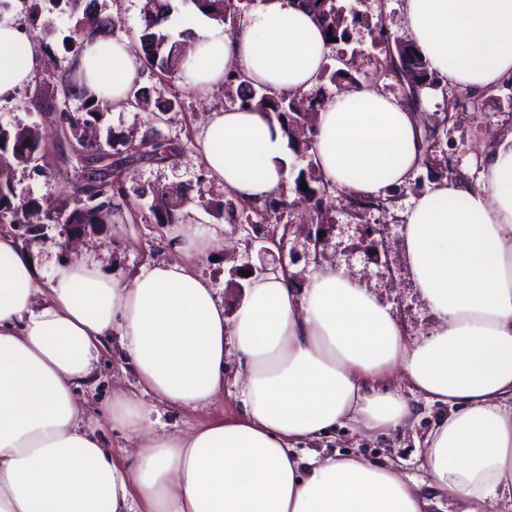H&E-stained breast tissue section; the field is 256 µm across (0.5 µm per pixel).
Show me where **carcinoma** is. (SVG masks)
<instances>
[{
    "instance_id": "carcinoma-1",
    "label": "carcinoma",
    "mask_w": 512,
    "mask_h": 512,
    "mask_svg": "<svg viewBox=\"0 0 512 512\" xmlns=\"http://www.w3.org/2000/svg\"><path fill=\"white\" fill-rule=\"evenodd\" d=\"M195 7L206 13V16L219 23L233 24L242 20L249 10L251 0H193ZM53 8L69 15L71 25L63 41V57L66 65L59 68L56 76L64 81L65 95L80 102L78 109L67 115V128L72 136H77L78 130L89 124H96L104 119L107 104L89 97L84 89L82 79L77 76L75 63L83 53L86 44L98 35L113 31L116 23L101 16L87 0H50ZM299 6L312 12L321 24L324 32H332L336 42L332 46L348 45L352 41V28L363 23V18L354 12H345L344 7L337 5V0H298ZM168 4L166 0H146L142 3V28L139 40L144 59L150 67L170 78H182L184 57L177 43L171 41L168 32L161 28L166 18ZM372 42L384 52L385 68L393 72L400 82L402 91L406 92L414 86L435 87L441 78L429 67L422 56L416 54V48L411 40L396 35L388 29L382 20L369 28ZM345 81L352 87L361 86V80L349 71L326 65L321 73L319 87L309 96L291 94H276L259 87L255 88L241 80V75L231 73L225 77L224 88L229 93L236 94L240 106L264 110L273 114L288 135L291 147L300 152L308 153L315 134L316 117L323 104L329 99L322 86L332 85L336 81ZM164 88L153 91L142 88L134 92V97L149 98V93L157 94L153 99L154 108L159 112H178L181 102L163 98ZM42 133L35 125L16 126L12 129L0 128V165L22 166L28 168L33 161H41V170L48 169V163L43 161L40 154L42 148ZM112 150L119 155L120 162H133L143 157H150L164 162L176 155L177 148L165 141L152 136L143 135L122 137L112 140ZM114 162L110 161L99 169L88 173L87 179L91 185L81 189L83 197L75 200L70 196L59 199L56 207L45 216L47 224H108L112 221V210L119 208V202L128 201L129 193L124 183L115 178L112 171ZM306 182L308 190L300 189L301 182ZM327 184L323 181L313 160H308L307 167L300 170L294 180V192L301 193L312 201L311 213L317 224L325 223L323 195ZM236 195L224 201L206 199L198 196L200 205L217 213L227 215L229 223H237L238 210L235 202ZM189 201L183 193L172 200L163 194L154 197L151 208L157 223L181 224L184 221L183 206ZM38 204L34 198L23 202L14 199L9 183H0V222L10 219V223H21V216L29 207ZM287 201L284 193L280 192L265 201L261 210L254 211L262 224L281 223Z\"/></svg>"
}]
</instances>
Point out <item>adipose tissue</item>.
<instances>
[{"mask_svg":"<svg viewBox=\"0 0 512 512\" xmlns=\"http://www.w3.org/2000/svg\"><path fill=\"white\" fill-rule=\"evenodd\" d=\"M196 33L184 83L198 93L232 70L306 93L330 53L294 0H257L237 32L203 21ZM402 33L445 83L470 93L512 76V0H404ZM37 65L24 31L0 22V100ZM78 67L87 92L110 103L141 81L120 38L97 39ZM422 133L417 108L348 88L318 113L312 151L332 187L372 199L409 179ZM200 145L207 176L244 201L263 203L288 182V138L267 112L212 113ZM404 218L409 277L437 320L420 340L331 265L300 292L280 273L255 279L227 314L193 269L220 233L194 224L174 228L173 260L117 276L85 254L58 265L48 286L29 252L0 234V512H426L394 468L293 452L346 420L397 430L413 394L449 407L425 440L429 488L461 512L512 502V144L491 151L474 182L420 195ZM113 338L142 390L181 410L223 397L233 351L241 411L172 434L122 390L87 408L78 393ZM391 375L407 392L380 388ZM104 424L135 441L132 464L103 448Z\"/></svg>","mask_w":512,"mask_h":512,"instance_id":"ef3b65f1","label":"adipose tissue"}]
</instances>
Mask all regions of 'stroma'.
<instances>
[{
  "label": "stroma",
  "mask_w": 512,
  "mask_h": 512,
  "mask_svg": "<svg viewBox=\"0 0 512 512\" xmlns=\"http://www.w3.org/2000/svg\"><path fill=\"white\" fill-rule=\"evenodd\" d=\"M13 7L6 12V19L18 24L28 35L36 50L51 47L53 55L62 54V42L70 25L67 15L51 9L48 0H42L39 9H32L26 0H12ZM141 0H98L101 15L116 22L115 36L129 41L132 50H139L135 36L141 29ZM353 46L355 56L349 59L348 70L365 75L368 86L393 96H401L396 78L384 67V56L371 44L367 30H359ZM53 56H44L30 80L19 87L12 99L0 102V126L17 124L39 125L43 143L48 150L66 148V141L58 137L57 113L72 112L78 107L76 100L66 98L54 79ZM144 88L165 86L170 94L180 96L183 107L173 114L170 121L155 122L151 114L123 105L110 106L101 125L102 134L154 135L179 146V153L171 160L157 162L141 160L122 170L125 185L132 196V216L123 217V231L113 236L111 225H104L92 234L96 248L94 254L102 267L116 274L129 275L155 260L173 258L169 244L170 226L156 224L150 210L151 194L161 188L182 187L190 197L205 196L214 200L225 197L226 189L220 183L204 179V161L199 150L201 133L212 112L236 105V95L217 88L206 97H198L187 90L182 80L164 79L151 69H144ZM53 103V113L35 109L34 96ZM512 136V99L504 91L493 89L479 97L478 110L470 111L468 120L456 122L451 128L450 143L461 172L477 176L486 153ZM14 192L20 197H35L51 201L61 195H77L83 184V162L75 154L51 164L49 173L39 174L30 169L13 167L8 171ZM437 173L435 169L419 167L403 190L393 208L378 215L361 213L354 215L347 207L342 193L330 190L325 216L337 226L325 249L318 258L308 257L305 248L307 233L311 228L308 214L301 209L285 214L281 225L241 223L229 224L218 213L199 209L192 216V223L208 230L217 226L224 229V243L212 253L198 258L195 269L201 276L212 281L224 297L227 313H234L243 300L236 286V270L245 268L248 262L258 259L263 237L282 234L284 225H294L289 234L288 249L297 253L296 261L288 262L287 268L296 283L303 284L318 270L330 264L345 275L369 288L383 306L400 322L409 337L421 338L430 334L435 319L418 298L407 273L400 246L404 227L403 212L413 198L431 188ZM389 222L391 231L379 259L367 257L362 242L354 228L355 223L372 224ZM62 226L52 224L38 236L27 237L23 245L35 259L43 273L44 281H51L54 268L64 260L81 253L80 244L62 248ZM238 365L235 358L225 363V389L223 399L194 410H177L158 403L151 395H141L140 400L150 411V419L156 430L176 433L199 424L233 414L240 409V388L237 384ZM135 378L124 363L119 342H112L101 354L90 384L84 387L80 398L91 408H97L111 400L113 391L134 392ZM448 407L438 401L417 400L412 419L402 428L389 432H368L353 425H345L313 442L300 445L297 454L308 457L340 458L357 456L374 464L396 468L409 483L417 485L428 498V512H457L456 503L444 497H436L428 488V478L421 466L424 440L436 422L447 415Z\"/></svg>",
  "instance_id": "obj_1"
}]
</instances>
